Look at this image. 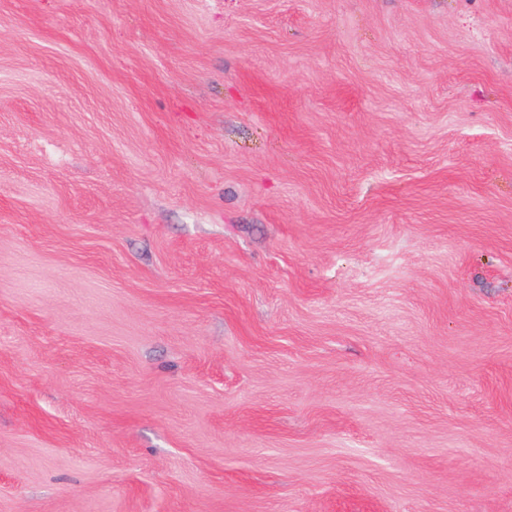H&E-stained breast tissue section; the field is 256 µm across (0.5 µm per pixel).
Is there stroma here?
<instances>
[{
  "instance_id": "35a3bbf8",
  "label": "stroma",
  "mask_w": 512,
  "mask_h": 512,
  "mask_svg": "<svg viewBox=\"0 0 512 512\" xmlns=\"http://www.w3.org/2000/svg\"><path fill=\"white\" fill-rule=\"evenodd\" d=\"M0 512H512V0H0Z\"/></svg>"
}]
</instances>
